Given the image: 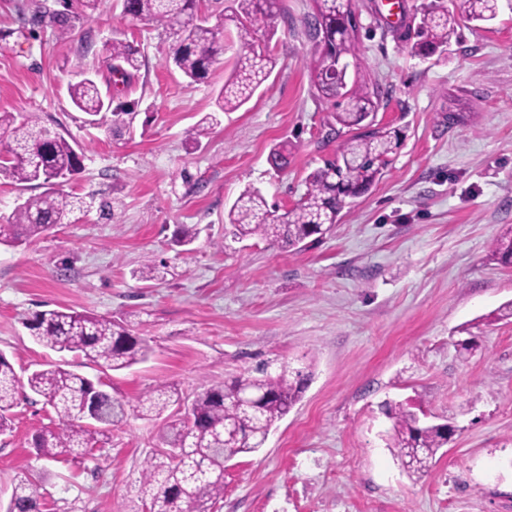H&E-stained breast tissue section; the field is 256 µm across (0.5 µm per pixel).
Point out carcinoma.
Returning a JSON list of instances; mask_svg holds the SVG:
<instances>
[{"label": "carcinoma", "mask_w": 512, "mask_h": 512, "mask_svg": "<svg viewBox=\"0 0 512 512\" xmlns=\"http://www.w3.org/2000/svg\"><path fill=\"white\" fill-rule=\"evenodd\" d=\"M231 15L212 24L201 15L198 0H124L125 13L164 28L173 38L169 62L186 78L197 82L208 77L216 57L224 53V28L235 24L242 44L230 77L216 99V110L202 116L187 134L199 137L221 123V114L243 106L268 81L275 66L270 49L256 51L251 39L258 33L274 34L276 0H236ZM469 19L488 22L497 17L498 0H467ZM456 21L441 5L430 0L420 12L418 40L411 53L428 58L444 51L455 32ZM361 29L352 0H312L308 34L315 42L310 81L318 94L336 99L331 131L340 139L333 158L306 177V191L285 213L278 215L255 189L244 190L231 205L227 219L238 238L259 237L282 248L297 249L308 238L326 233L336 223L347 200L368 192L386 174L391 155L398 149L400 130L369 127V118L380 107V90L359 78L350 83L335 80V65L356 57ZM112 72L127 81L140 68L139 50L114 39L107 43ZM76 109L89 117L111 114L110 131L121 132L133 119L132 109L113 105L112 97L99 88L89 74L69 84ZM0 176L24 188L32 183L46 187L40 196L19 204L0 216V230L15 242L32 241L57 224L71 223L75 204L65 190L79 174L82 154L61 134L42 126L34 112H0ZM198 236L194 224H181L174 243L188 246ZM491 254L503 265H512V232L491 243ZM25 327L34 339L55 352L82 354L101 367L128 368L147 360L148 340L130 333L120 322L87 315L70 308L37 311ZM307 374L284 368L275 376H239L211 385L197 393L163 437L168 449L144 461L141 493L148 512H212L224 498V462L241 453L263 447L273 426L300 400L307 387ZM260 397L256 412L232 402L236 393ZM43 399L58 416L59 427L35 437L39 457L54 459L62 453L87 454L100 444L112 425L128 412L141 416L162 414L181 398L167 385H159L131 405L112 397L89 378L61 365L37 369L23 377L0 354V433L10 429L9 411L28 394ZM392 420L389 447L398 461L409 462L407 472L428 473L439 449L448 445L450 428L445 423L426 424L401 404L388 407ZM36 488L25 480L12 488L4 512H41Z\"/></svg>", "instance_id": "obj_1"}]
</instances>
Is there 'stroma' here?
<instances>
[{
  "label": "stroma",
  "mask_w": 512,
  "mask_h": 512,
  "mask_svg": "<svg viewBox=\"0 0 512 512\" xmlns=\"http://www.w3.org/2000/svg\"><path fill=\"white\" fill-rule=\"evenodd\" d=\"M423 2L353 0L356 66L401 145L327 233L288 250L234 239L224 213L248 188L290 208L338 148L320 136L332 103L309 80L311 0H280L266 86L195 144L187 132L214 111L239 40L192 84L165 63L168 33L125 16L123 0H101L64 38L49 20L78 0H0V112L38 113L84 149L68 190L86 203L39 239L0 243V353L16 371L59 364L130 402L159 384L189 401L261 364L310 375L265 445L226 463L215 512H512V322L486 320L512 301V267L490 255L512 226V0L484 23L466 0H443L456 32L426 60L410 53ZM115 37L141 51L125 85L102 50ZM84 72L133 108L122 135L72 105L67 86ZM181 224L199 229L183 252L171 244ZM149 260L163 278L137 277ZM58 307L122 321L150 338L151 357L110 370L44 348L23 321ZM387 401L455 427L428 475L410 477L388 448ZM182 413L129 415L91 453L45 460L33 438L58 418L19 400L0 435V498L24 479L43 512H146L143 464Z\"/></svg>",
  "instance_id": "1"
}]
</instances>
